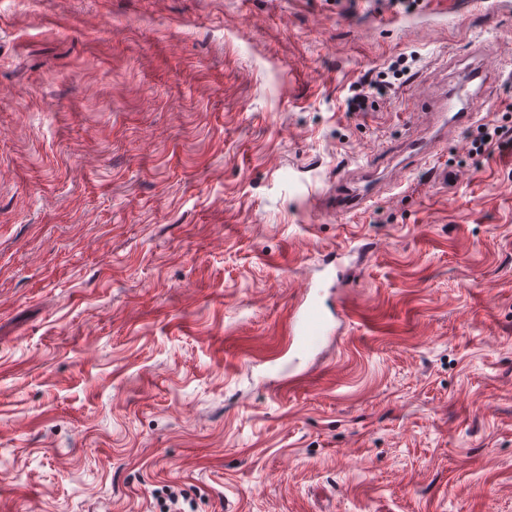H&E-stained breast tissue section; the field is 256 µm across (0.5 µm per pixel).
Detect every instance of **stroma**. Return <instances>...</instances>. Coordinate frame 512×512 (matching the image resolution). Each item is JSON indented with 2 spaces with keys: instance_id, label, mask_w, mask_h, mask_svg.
Returning a JSON list of instances; mask_svg holds the SVG:
<instances>
[{
  "instance_id": "35a3bbf8",
  "label": "stroma",
  "mask_w": 512,
  "mask_h": 512,
  "mask_svg": "<svg viewBox=\"0 0 512 512\" xmlns=\"http://www.w3.org/2000/svg\"><path fill=\"white\" fill-rule=\"evenodd\" d=\"M448 2L0 0V512H512V150L391 163L481 43L512 126V13ZM339 253L353 316L264 373ZM410 59V61H409ZM420 61V55L413 52L409 56L402 53L392 60L386 68L378 70H369L359 82L350 87V95L346 98V111L349 112H367L368 109L377 100L389 98L395 92V82L389 80H404L399 82V86L410 77L412 67ZM355 176L338 181L323 196V205L336 214H348L373 201L377 192L378 170L370 161L358 167ZM152 497L159 512H195L193 499L178 487L166 485L154 489ZM186 506L189 511L186 510Z\"/></svg>"
}]
</instances>
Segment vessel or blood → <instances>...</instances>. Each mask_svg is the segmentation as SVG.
<instances>
[{
	"label": "vessel or blood",
	"mask_w": 512,
	"mask_h": 512,
	"mask_svg": "<svg viewBox=\"0 0 512 512\" xmlns=\"http://www.w3.org/2000/svg\"><path fill=\"white\" fill-rule=\"evenodd\" d=\"M483 76L480 67L467 65L456 70L445 86L426 107L431 117L427 131L408 134L397 146L394 155L400 161H416L428 157L446 143L450 130L471 124L476 117L478 97L474 85ZM378 170L372 163L360 165L355 176L337 182L323 197L324 206L339 214H348L373 201L377 192ZM322 285L308 287L301 301L293 308L289 334L296 357L308 356L335 333L336 320L350 318L349 307H341L336 317H329L321 307Z\"/></svg>",
	"instance_id": "obj_1"
}]
</instances>
